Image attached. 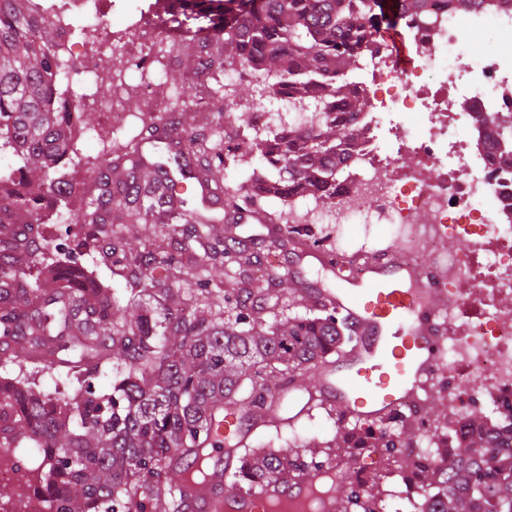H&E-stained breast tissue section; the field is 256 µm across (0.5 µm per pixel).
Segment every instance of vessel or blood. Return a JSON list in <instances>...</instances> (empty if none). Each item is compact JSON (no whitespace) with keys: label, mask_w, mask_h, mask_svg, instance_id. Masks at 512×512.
Segmentation results:
<instances>
[{"label":"vessel or blood","mask_w":512,"mask_h":512,"mask_svg":"<svg viewBox=\"0 0 512 512\" xmlns=\"http://www.w3.org/2000/svg\"><path fill=\"white\" fill-rule=\"evenodd\" d=\"M302 252L314 255L336 278L335 287L312 289V297L343 316L357 336L348 350L318 368L306 395L289 396L290 405L305 414L315 403H327L344 418L366 421L399 413L429 390L437 374L447 298L433 270L411 264L393 248L372 256L357 274L341 255L308 246ZM177 485L191 512H261L269 501L303 512L313 483L271 480L259 495H228L219 463L206 480L181 479Z\"/></svg>","instance_id":"b4317fda"}]
</instances>
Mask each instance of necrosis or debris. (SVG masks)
Returning <instances> with one entry per match:
<instances>
[{"instance_id": "obj_1", "label": "necrosis or debris", "mask_w": 512, "mask_h": 512, "mask_svg": "<svg viewBox=\"0 0 512 512\" xmlns=\"http://www.w3.org/2000/svg\"><path fill=\"white\" fill-rule=\"evenodd\" d=\"M101 2L61 0L55 19L66 31L75 12L91 16L84 36L94 49L85 68H111V82L93 96L115 100L109 130L119 133L132 122L118 105L129 91L127 72L137 68L140 91H150L160 78L159 43L141 15L119 30L97 22ZM434 2L427 20L404 22L414 50L408 68L397 66L380 34L365 47L353 87L368 103L359 120L369 135L340 173L335 204L295 196L283 218L297 232L314 224H387L406 243L424 240L438 280L456 299L439 365L449 379L474 383L470 392L447 391L455 435L473 396L490 406L495 427L512 414V308L503 305L512 298V170L495 162L504 143L484 137L486 119L512 112V46L481 53L474 45L488 27L512 29V0H476L464 15L451 0ZM0 483L13 489L0 499V512H45L33 469L1 441Z\"/></svg>"}]
</instances>
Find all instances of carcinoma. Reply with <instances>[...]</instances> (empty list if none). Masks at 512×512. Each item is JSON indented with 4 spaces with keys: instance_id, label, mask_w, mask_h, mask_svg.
<instances>
[{
    "instance_id": "cac0c4a2",
    "label": "carcinoma",
    "mask_w": 512,
    "mask_h": 512,
    "mask_svg": "<svg viewBox=\"0 0 512 512\" xmlns=\"http://www.w3.org/2000/svg\"><path fill=\"white\" fill-rule=\"evenodd\" d=\"M377 0H172L168 8L208 21L224 54L197 50L202 70L261 73L259 94L291 99L308 124L277 126L264 139L241 142L216 152L205 140L187 136L165 145L178 158H197L205 177L220 185L232 163L258 154L263 170L256 187L224 195V209L254 210L281 231L279 246L295 232L271 198L288 202L293 194L328 207L340 184L336 170L346 149L360 146L368 128L355 122L367 102L348 76L357 69L372 31L366 15ZM60 29L34 0H0V148L22 162L21 171L42 173V186L25 191L12 175L0 176L10 200L0 196V350L1 363L33 366L14 378L0 377V437L43 462L35 488L47 491V512H187L172 473L193 476L207 450L224 449L239 466L224 489L259 490L267 480H301L326 463L362 448L381 449L386 466L418 478L424 497L415 512H512V450L486 424V413L472 411L467 425L448 442L444 397L431 396L435 456L427 464L404 452L401 432L387 433L393 418L343 426L334 443L317 458L316 447L287 449L253 445L258 424L278 392L312 384L321 363L338 354L353 332L334 310L313 304L286 268L267 267L254 276V253L230 235L203 233L213 218L180 206V190L167 169L147 179H115L67 220L92 226L117 271L127 276L132 310L117 305L114 291L91 276L70 247L57 243L63 261L41 275L28 273V261L46 247V196L65 202L69 181L57 175L70 158L75 139L69 115L79 113L82 95L74 88L75 68L55 50ZM491 139L512 138V116L487 120ZM178 224L183 238L208 249L210 261L224 259L228 281L207 276L182 290L185 263L173 255L174 238L148 239L141 251L126 247L116 222ZM288 290V307L307 313L287 316L286 308H258L259 301ZM121 365L112 388L98 383L102 366ZM58 367L74 387L64 392L36 388L33 375ZM236 415L234 432L221 422ZM33 442L38 452L26 445ZM377 472L349 477L336 493L337 512H380Z\"/></svg>"
}]
</instances>
